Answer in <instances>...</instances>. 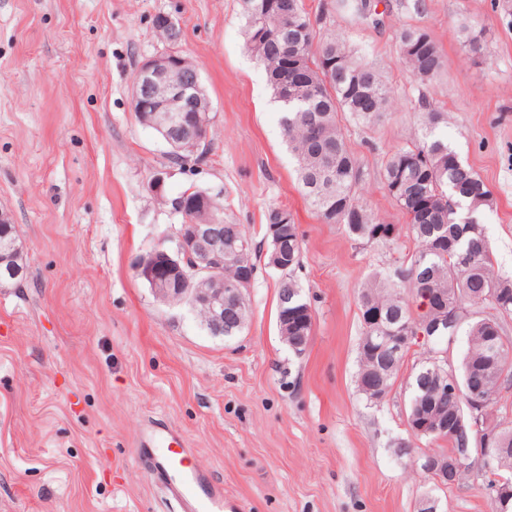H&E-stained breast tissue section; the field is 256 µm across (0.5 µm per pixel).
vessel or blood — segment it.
<instances>
[{
	"label": "vessel or blood",
	"instance_id": "obj_1",
	"mask_svg": "<svg viewBox=\"0 0 512 512\" xmlns=\"http://www.w3.org/2000/svg\"><path fill=\"white\" fill-rule=\"evenodd\" d=\"M175 437L168 427L151 426L142 445L151 450H162L158 475L176 472L177 478L169 483L171 495L184 512H224V489L207 476L190 467L185 459L174 458L171 448Z\"/></svg>",
	"mask_w": 512,
	"mask_h": 512
}]
</instances>
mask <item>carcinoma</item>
<instances>
[{
    "label": "carcinoma",
    "instance_id": "cac0c4a2",
    "mask_svg": "<svg viewBox=\"0 0 512 512\" xmlns=\"http://www.w3.org/2000/svg\"><path fill=\"white\" fill-rule=\"evenodd\" d=\"M246 20L247 46L262 64L275 98L278 84L291 64L292 55L304 58V73L310 83L296 97L283 103L281 126L288 147L298 163V185L314 212L327 224H341L348 236L361 244L378 242L400 247L401 238L416 244L406 255L407 266L392 276L373 275L359 300L362 334L359 343L374 335L366 320L371 308H381L395 323L441 321L446 311L432 306L426 311L412 308L419 293L440 294L445 303H460L472 314L469 322V347L460 372L456 374L460 395L443 402L448 413L467 419L465 397L479 390L494 400L500 389L499 373L487 374L478 368L485 358L488 343L485 322L497 326L512 316V279L493 272L491 251L484 232L473 234L468 226L474 214L493 205V198L480 176L465 165L448 142L436 134L444 122L439 111L426 97L419 104L424 111L420 129L407 142L386 155L383 185L389 197L406 217V224H389L368 211L359 189L363 172L349 151L339 126V113L349 114L363 124L378 121L395 103L391 89L381 72L358 62L344 39L334 31L316 35L314 29L302 32L308 13L302 0H242ZM468 58H481V33L464 26L459 31ZM400 63L421 84L431 82L445 67V57L423 28H408L400 36ZM195 155L194 144L177 140L171 146L172 159L181 164ZM285 224L291 229L293 250L290 266L281 271L277 315L296 307H309L293 278L300 265L301 247L297 226L288 222V213L272 208L264 224V236L272 240L269 229ZM234 237L247 244L240 256L224 258V279L238 276L239 263L252 260L253 247L240 224L224 225V238ZM467 253L468 264L457 265L456 256ZM492 313L486 315L481 306ZM425 358L411 384L409 407L421 406L438 398L431 381L434 369L431 350L442 341L430 340ZM363 377L372 374L385 392H390L402 358H389L374 364L358 348ZM457 448L477 452L466 438H456L452 447L437 448L432 456H444Z\"/></svg>",
    "mask_w": 512,
    "mask_h": 512
}]
</instances>
